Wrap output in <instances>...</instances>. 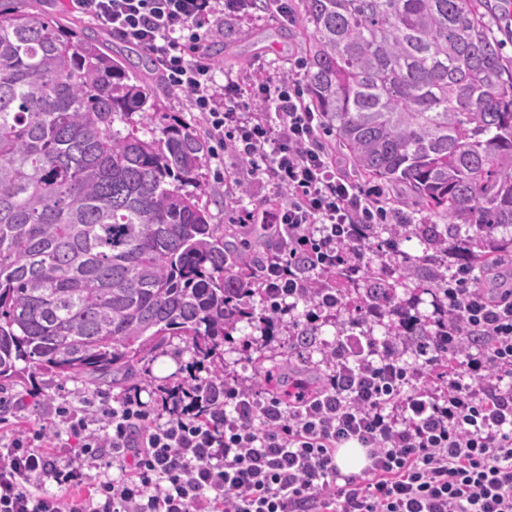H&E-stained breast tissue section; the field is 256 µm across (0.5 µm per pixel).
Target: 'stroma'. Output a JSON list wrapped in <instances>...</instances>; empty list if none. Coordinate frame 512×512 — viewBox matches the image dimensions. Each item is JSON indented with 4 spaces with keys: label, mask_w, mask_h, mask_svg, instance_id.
<instances>
[{
    "label": "stroma",
    "mask_w": 512,
    "mask_h": 512,
    "mask_svg": "<svg viewBox=\"0 0 512 512\" xmlns=\"http://www.w3.org/2000/svg\"><path fill=\"white\" fill-rule=\"evenodd\" d=\"M309 33L300 22L288 25L271 20L263 8H256L245 19L225 18L224 25L208 44V54L225 75L256 74L264 79L282 76L304 77L306 74L305 48ZM133 83L155 94L159 112L155 126L190 125L196 132L205 127L186 95L166 83L152 79L146 65L130 70ZM270 185L252 181L245 164L232 156L214 158L206 154L199 171L196 192L206 203L215 224H234L242 210L268 196ZM359 312L357 298H348L337 318L317 322L307 345H298L287 328H280L268 347L246 349L250 337L260 335L259 323L240 322L230 339L224 340L219 351L224 358V369L237 373L258 390H265L269 371L285 377L294 373L306 379L317 377L325 366L327 343L336 337L337 322L349 321ZM197 356L185 338L171 337L156 353L149 355L137 367L135 384L141 387L145 402H153L160 388L174 385L184 368ZM95 387L81 381L65 379L39 371L25 370L16 381L0 389V397L11 402H23L18 426L20 430L39 427L60 404L82 409L85 400L95 398Z\"/></svg>",
    "instance_id": "obj_1"
}]
</instances>
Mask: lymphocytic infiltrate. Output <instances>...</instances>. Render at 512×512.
<instances>
[{
    "mask_svg": "<svg viewBox=\"0 0 512 512\" xmlns=\"http://www.w3.org/2000/svg\"><path fill=\"white\" fill-rule=\"evenodd\" d=\"M68 2L147 51L210 136L272 185L241 219L277 241L261 270L267 332L255 345L276 326L300 338L302 323L340 312L336 268L364 258L388 212L327 149L326 118L298 80L218 84L206 45L253 0ZM442 311L448 328L433 337L349 355L330 347L316 383L291 379L284 398L202 377L198 364L158 406L137 389L103 403L99 430L57 407L45 428L0 436V512H512V268L458 266ZM60 425L65 460L45 444ZM349 445L368 463L345 476L336 452ZM106 454L116 476L91 478Z\"/></svg>",
    "mask_w": 512,
    "mask_h": 512,
    "instance_id": "obj_1",
    "label": "lymphocytic infiltrate"
}]
</instances>
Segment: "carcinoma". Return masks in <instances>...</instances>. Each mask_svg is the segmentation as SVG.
I'll use <instances>...</instances> for the list:
<instances>
[{"mask_svg": "<svg viewBox=\"0 0 512 512\" xmlns=\"http://www.w3.org/2000/svg\"><path fill=\"white\" fill-rule=\"evenodd\" d=\"M488 0H302L311 31L309 103L355 171L401 183L448 219L474 267L484 238L512 226V58ZM127 58L98 37L0 8V389L17 362L117 386L171 336L204 357L261 296L259 256L210 223L192 184L209 151L192 128L150 137L114 127L158 112ZM426 291L455 272L448 232L418 228ZM365 285L364 306L395 305Z\"/></svg>", "mask_w": 512, "mask_h": 512, "instance_id": "1", "label": "carcinoma"}]
</instances>
